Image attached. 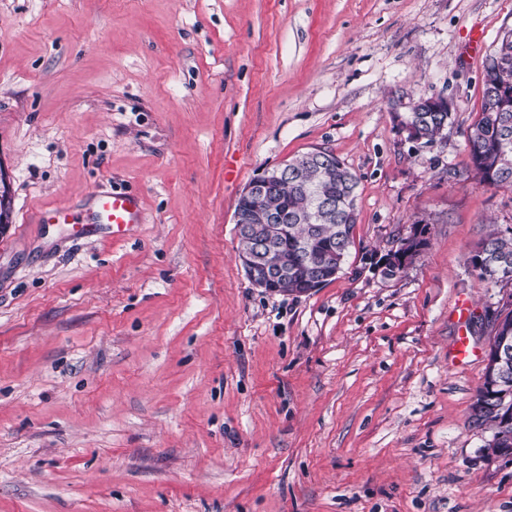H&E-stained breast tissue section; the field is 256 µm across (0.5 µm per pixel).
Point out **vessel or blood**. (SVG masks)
<instances>
[{
    "label": "vessel or blood",
    "mask_w": 512,
    "mask_h": 512,
    "mask_svg": "<svg viewBox=\"0 0 512 512\" xmlns=\"http://www.w3.org/2000/svg\"><path fill=\"white\" fill-rule=\"evenodd\" d=\"M41 223L67 225L73 236L87 238L106 233L114 238L127 237L144 222L143 201L129 191L94 193L91 210L79 216L69 206L61 205L39 213Z\"/></svg>",
    "instance_id": "obj_1"
}]
</instances>
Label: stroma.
Segmentation results:
<instances>
[{
	"label": "stroma",
	"instance_id": "35a3bbf8",
	"mask_svg": "<svg viewBox=\"0 0 512 512\" xmlns=\"http://www.w3.org/2000/svg\"><path fill=\"white\" fill-rule=\"evenodd\" d=\"M510 28L512 0H0V512H512L469 420L512 282L466 264L512 227L467 147ZM421 96L453 102L426 146ZM318 147L358 180L348 257L264 291L237 199ZM112 188L129 237L36 221ZM426 233V226L421 229V235L422 238H416L408 239L406 241L402 240L400 247L397 249V251L392 254L393 257H396L399 253H401L405 258L404 262H401L399 264H393L391 263L388 267V272L395 273L396 271H399L403 269L407 262L412 260L415 255L419 253V251L423 248V246L426 244V239L424 238V235Z\"/></svg>",
	"mask_w": 512,
	"mask_h": 512
}]
</instances>
